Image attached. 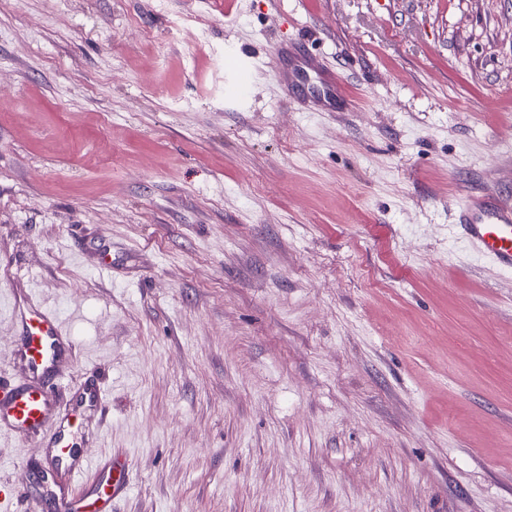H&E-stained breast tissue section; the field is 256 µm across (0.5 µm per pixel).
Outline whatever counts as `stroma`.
Instances as JSON below:
<instances>
[{
  "instance_id": "1",
  "label": "stroma",
  "mask_w": 512,
  "mask_h": 512,
  "mask_svg": "<svg viewBox=\"0 0 512 512\" xmlns=\"http://www.w3.org/2000/svg\"><path fill=\"white\" fill-rule=\"evenodd\" d=\"M474 191L512 200V0H0V381L33 293L114 512H512ZM43 455L0 431L12 512Z\"/></svg>"
}]
</instances>
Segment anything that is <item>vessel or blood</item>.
Returning <instances> with one entry per match:
<instances>
[{
  "label": "vessel or blood",
  "instance_id": "obj_1",
  "mask_svg": "<svg viewBox=\"0 0 512 512\" xmlns=\"http://www.w3.org/2000/svg\"><path fill=\"white\" fill-rule=\"evenodd\" d=\"M460 226L469 241L499 267L512 270V203L486 193L465 199L459 208ZM18 331L20 379L0 386V428L25 435L42 433L47 440L45 463L63 473L65 486L50 491L34 512H112L125 491L129 470L113 463L99 470L90 485L79 482L87 464L77 448L81 431L75 416L60 415L49 392L47 377L66 349L72 348L57 314L32 297L13 303Z\"/></svg>",
  "mask_w": 512,
  "mask_h": 512
}]
</instances>
